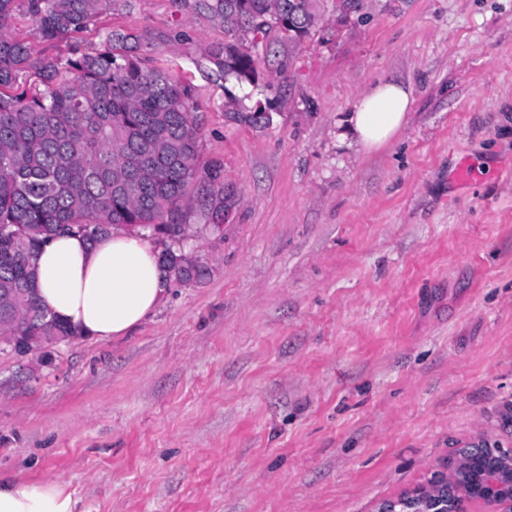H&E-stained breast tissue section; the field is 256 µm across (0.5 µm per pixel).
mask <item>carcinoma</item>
Masks as SVG:
<instances>
[{"instance_id":"1","label":"carcinoma","mask_w":512,"mask_h":512,"mask_svg":"<svg viewBox=\"0 0 512 512\" xmlns=\"http://www.w3.org/2000/svg\"><path fill=\"white\" fill-rule=\"evenodd\" d=\"M17 0H0V334L10 352L39 350L41 343L74 332L41 304L36 289L43 244L60 234L94 242L115 225H143L169 245L161 255L167 277L199 273L173 250L184 238L193 192L206 188L207 215L224 214L219 166L200 165L195 88L152 65L140 37L113 30L102 49L65 60L34 54L4 33ZM43 41L53 44L87 28L129 0H26ZM178 11L224 28V45L209 62L233 87L255 86L258 37L276 30L300 42L313 27L315 0H173ZM232 118L249 125L257 116L232 94ZM479 450L459 448L452 459L456 481L474 478ZM444 473L381 503L387 512L422 509L446 494Z\"/></svg>"}]
</instances>
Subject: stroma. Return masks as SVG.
I'll return each instance as SVG.
<instances>
[{
    "label": "stroma",
    "mask_w": 512,
    "mask_h": 512,
    "mask_svg": "<svg viewBox=\"0 0 512 512\" xmlns=\"http://www.w3.org/2000/svg\"><path fill=\"white\" fill-rule=\"evenodd\" d=\"M295 43L258 45L231 120L205 67L222 27L173 0L33 52L70 56L148 34L152 64L196 87L201 159L224 222L192 215L171 281L130 335L0 352V475L65 485L79 512H377L453 449L512 448V0H361ZM407 84L406 127L367 152L340 141L371 85ZM480 177L460 186L462 160Z\"/></svg>",
    "instance_id": "obj_1"
}]
</instances>
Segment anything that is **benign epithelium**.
Returning a JSON list of instances; mask_svg holds the SVG:
<instances>
[{
	"label": "benign epithelium",
	"mask_w": 512,
	"mask_h": 512,
	"mask_svg": "<svg viewBox=\"0 0 512 512\" xmlns=\"http://www.w3.org/2000/svg\"><path fill=\"white\" fill-rule=\"evenodd\" d=\"M482 448L481 465L486 467L478 487H463L457 498L440 504V512H472L470 505H480V512H512V449L487 443Z\"/></svg>",
	"instance_id": "obj_1"
}]
</instances>
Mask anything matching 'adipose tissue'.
I'll list each match as a JSON object with an SVG mask.
<instances>
[{
	"label": "adipose tissue",
	"mask_w": 512,
	"mask_h": 512,
	"mask_svg": "<svg viewBox=\"0 0 512 512\" xmlns=\"http://www.w3.org/2000/svg\"><path fill=\"white\" fill-rule=\"evenodd\" d=\"M412 99L398 82L364 92L346 120L355 143L378 150L405 128ZM168 289L154 244L115 232L90 243L61 235L42 247L38 292L58 320L78 337L108 341L127 335L157 308ZM78 501L57 481L0 479V512H77Z\"/></svg>",
	"instance_id": "obj_1"
}]
</instances>
